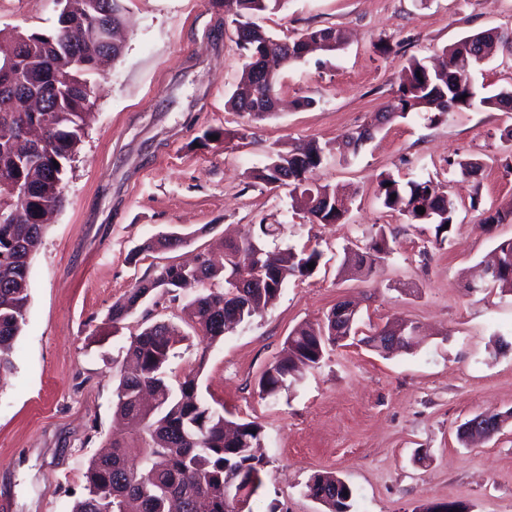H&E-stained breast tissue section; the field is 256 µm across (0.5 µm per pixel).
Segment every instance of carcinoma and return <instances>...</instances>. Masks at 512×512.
<instances>
[{
	"label": "carcinoma",
	"instance_id": "carcinoma-1",
	"mask_svg": "<svg viewBox=\"0 0 512 512\" xmlns=\"http://www.w3.org/2000/svg\"><path fill=\"white\" fill-rule=\"evenodd\" d=\"M284 0H231V23L238 44H247L252 53L272 58L285 68L303 59L310 47L322 41L343 44L340 31L312 28L288 41L273 37L253 18L277 10ZM73 9L59 12L53 29L10 33L16 42L18 67L0 71V85L23 84L22 99L7 105L0 99V130L10 135L0 139V209L22 210L8 224L0 223V374L15 368L16 338L27 322L29 264L41 241L46 224L43 217L65 202L64 175L82 141L86 113L91 106L88 88L95 72V61L108 53L117 59L121 44L101 43L89 31L108 24L112 31L122 28L125 0H72ZM473 54L462 56L459 44L446 49L443 69H431L412 59L403 68L397 95L383 105L376 121L405 118L423 112L434 122L454 108L500 110L512 104V89L495 94L480 93L471 81V72L483 63L493 42L512 53V35L478 33L470 36ZM278 73L261 82L249 61L242 68V87L268 97L257 112L246 110L245 93H234L233 110L254 119L272 114L271 94L276 92ZM36 95V112L24 105L23 98ZM372 137L371 129L358 128L342 136L337 151L345 158L355 155ZM330 149L316 142L295 147L288 154L274 153L253 178L266 185L287 186L307 197L310 222L339 224L348 211L347 198L336 189L309 181L308 173L317 168ZM396 198H391V195ZM378 197L385 208L407 217L411 224L434 226L435 240L444 242L454 224L457 207L442 188L430 180L405 183L392 175L381 176ZM422 207L425 213H417ZM271 224H260L238 240L224 242V266L218 269L200 254L192 265L171 264L135 283L112 304V327L135 311L143 299L160 289L179 293L216 279L220 285L204 288L186 304L189 319L198 335L209 343L224 340L229 327L250 323L261 307L280 293L288 280L313 274L309 263L319 264L321 252L303 247L284 251L265 248L264 238L274 234ZM182 237L162 234L145 243L141 250L176 249ZM384 227L358 257L351 272L369 276L390 254ZM501 256L497 288L512 292V239L497 246ZM188 339L178 326L156 323L131 337L126 347L129 367L120 370L113 390L115 413L137 418L144 425L143 445L131 448L114 442L111 449L89 461L86 494L72 512H245L250 497L261 484L266 462L253 453L262 439V429L254 421L230 424L220 412L197 396L199 372H190L173 388L165 369L174 357L176 344ZM341 338L332 332L331 320L301 324L289 334L281 356L267 367L258 380L261 398H275L297 381L302 370L318 367L328 347ZM327 493L325 512H350L353 490L336 486V474L318 472L311 477L310 491Z\"/></svg>",
	"mask_w": 512,
	"mask_h": 512
}]
</instances>
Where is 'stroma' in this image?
I'll return each mask as SVG.
<instances>
[{"label": "stroma", "instance_id": "1", "mask_svg": "<svg viewBox=\"0 0 512 512\" xmlns=\"http://www.w3.org/2000/svg\"><path fill=\"white\" fill-rule=\"evenodd\" d=\"M53 0H0V31L52 29ZM258 25L276 38L331 27L347 41L281 70L282 102L256 120L232 110L243 58L222 0H126L121 56L93 74V106L65 177L66 203L47 226L30 266L27 323L16 369L0 381V502L7 512H71L92 456L140 434L114 418L116 368L147 325H185L184 299L157 292L119 325L108 312L145 275L205 252L221 258L228 235L277 224L276 247L321 253L251 323L204 347L179 345L171 382L198 370L200 396L225 417L261 425L267 465L251 512H323L307 483L332 471L353 490L352 512H418L463 503L467 512H512V294L471 289L481 262L512 222L484 219L512 205V119L494 109H454L430 122L412 112L380 126L357 155L330 158L312 182L343 189V223L314 224L287 188L257 182L272 151L326 143L371 124L392 100L413 58L488 29L512 31V0H285ZM480 161L462 176L455 162ZM389 174L430 180L458 207L448 238L408 223L378 198ZM478 208H471L472 199ZM392 252L369 277L341 275L347 253L378 228ZM176 232L174 250L144 251ZM358 304L356 336L277 399L258 379L298 325L322 321L336 302ZM395 321L419 326L407 350L369 347L365 336ZM205 364H198V357ZM481 412L503 415L492 438L464 444L460 426Z\"/></svg>", "mask_w": 512, "mask_h": 512}]
</instances>
